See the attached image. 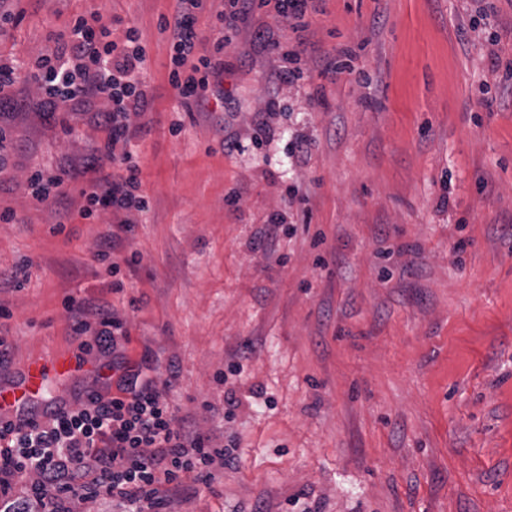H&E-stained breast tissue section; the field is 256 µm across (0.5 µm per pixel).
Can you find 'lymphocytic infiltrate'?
I'll return each instance as SVG.
<instances>
[{"instance_id": "lymphocytic-infiltrate-1", "label": "lymphocytic infiltrate", "mask_w": 512, "mask_h": 512, "mask_svg": "<svg viewBox=\"0 0 512 512\" xmlns=\"http://www.w3.org/2000/svg\"><path fill=\"white\" fill-rule=\"evenodd\" d=\"M203 0H175L164 23L170 42V80L187 111L209 109L210 79L221 78L219 53L227 35L206 54L195 17ZM147 51L135 28L122 40L112 38L100 15L80 16L60 35L52 53L34 63L38 104L53 111L69 106L89 114L112 132L99 154L111 165L86 196L84 216L99 208L114 213H143L149 208L141 192L140 170L132 164L128 129L133 115L144 111ZM75 335H93L101 355L111 356L121 376L113 394L93 390L79 407L43 415L26 427L0 426V497H11L25 483L31 499L49 504L51 512H68L75 497H117L128 512H161L160 487L175 489L194 474L208 483L212 471L234 463V438L217 440L194 428L189 415L179 414L157 378L135 370L121 348L128 342L125 322L108 302L68 300Z\"/></svg>"}]
</instances>
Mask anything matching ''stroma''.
<instances>
[{"label": "stroma", "mask_w": 512, "mask_h": 512, "mask_svg": "<svg viewBox=\"0 0 512 512\" xmlns=\"http://www.w3.org/2000/svg\"><path fill=\"white\" fill-rule=\"evenodd\" d=\"M484 6L486 28L478 0H321L299 41L254 5L209 111L190 114L162 30L173 0H0V63L51 52L79 15L122 18L116 40L137 29L149 105L129 140L151 202L112 292L97 252L113 216L82 215L107 129L34 111L30 80L0 97V270L28 266L0 290V383L33 361L97 362L66 302L101 297L128 358L238 440L209 484L166 493L170 512H512V0ZM344 48L350 69L328 75ZM280 70L295 80L270 82ZM42 168L63 175L44 203L27 187Z\"/></svg>", "instance_id": "obj_1"}]
</instances>
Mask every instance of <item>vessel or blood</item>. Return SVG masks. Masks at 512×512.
I'll return each mask as SVG.
<instances>
[{
    "mask_svg": "<svg viewBox=\"0 0 512 512\" xmlns=\"http://www.w3.org/2000/svg\"><path fill=\"white\" fill-rule=\"evenodd\" d=\"M51 370L58 377H65L70 371V363L60 359L49 368L34 362L27 366L18 380L0 385V424L28 421L32 409L44 406L47 373Z\"/></svg>",
    "mask_w": 512,
    "mask_h": 512,
    "instance_id": "b4317fda",
    "label": "vessel or blood"
}]
</instances>
